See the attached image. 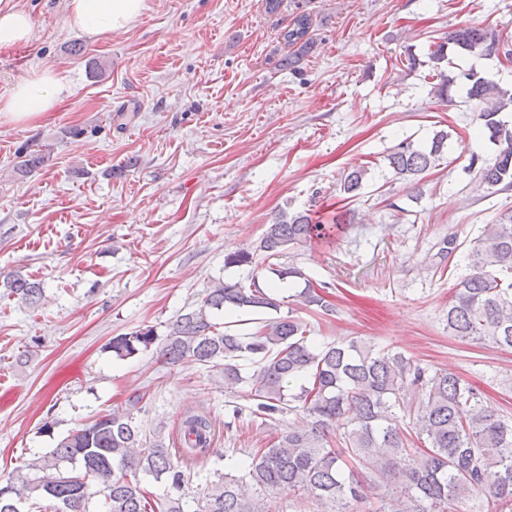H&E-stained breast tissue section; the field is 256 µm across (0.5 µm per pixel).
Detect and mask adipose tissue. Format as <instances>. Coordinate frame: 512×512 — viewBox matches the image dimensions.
<instances>
[{
    "mask_svg": "<svg viewBox=\"0 0 512 512\" xmlns=\"http://www.w3.org/2000/svg\"><path fill=\"white\" fill-rule=\"evenodd\" d=\"M145 9V0H69V26L94 36L126 27ZM69 93L52 69L34 70L0 96V125L26 124L51 111Z\"/></svg>",
    "mask_w": 512,
    "mask_h": 512,
    "instance_id": "1",
    "label": "adipose tissue"
}]
</instances>
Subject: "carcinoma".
<instances>
[{"label": "carcinoma", "instance_id": "cac0c4a2", "mask_svg": "<svg viewBox=\"0 0 512 512\" xmlns=\"http://www.w3.org/2000/svg\"><path fill=\"white\" fill-rule=\"evenodd\" d=\"M311 25L310 17L302 14L281 33L287 45L296 47L283 66L295 67L310 51ZM476 49L488 56H512L495 32L461 26L448 32L429 60L438 69L448 60V51ZM464 78L467 98L478 104L479 133L497 146L490 161L471 155L469 167L481 185L512 190V125L502 118L512 106V89L474 70ZM447 139L448 134L438 132L429 145L420 146L405 138L386 155L388 166L418 192L422 175L440 161ZM366 174L362 167L351 169L341 180L340 192L350 199L360 195ZM353 221L350 209L336 212L327 223L306 211L279 212L254 250L224 256L226 267H254L250 284L219 281L206 289L202 305L168 324L161 349L166 363L190 359L222 367L224 383L248 384L253 414L265 421L297 408L308 416L307 426L274 437L238 476H224L213 484L197 512H264L240 494L244 481L266 496L307 493L320 504L319 512H354L369 499L368 480L373 477L387 487L383 512H448V503L463 505L477 495L486 499L487 512H512V420L499 416L476 387L454 373L431 372L400 351L377 349L361 338L317 347L308 340L307 324L291 314L263 319L249 329L212 322L214 314L237 309L279 311L281 301L271 289L286 279L304 283L294 294L299 304L334 312L327 286L281 258ZM468 260L472 272L459 281L448 304V333L512 349V209L484 225ZM265 271L276 280L263 287L259 274ZM3 286L8 296L28 306L43 297L42 283L21 274L7 276ZM156 340L154 327L146 326L114 337L111 347L117 356L131 357L149 350ZM245 365L250 366L246 373ZM407 387L421 391L417 401H405ZM404 409L416 437L428 447H406L399 425ZM340 424L343 432L334 440L331 431ZM212 437L208 416L184 418L181 454L206 455ZM25 468L34 476L18 474L0 481V512H16L26 504L37 512H182L171 499L151 497L137 475L165 479L179 488L186 471L173 463L162 440L145 446L142 430L123 410L95 416Z\"/></svg>", "mask_w": 512, "mask_h": 512}]
</instances>
